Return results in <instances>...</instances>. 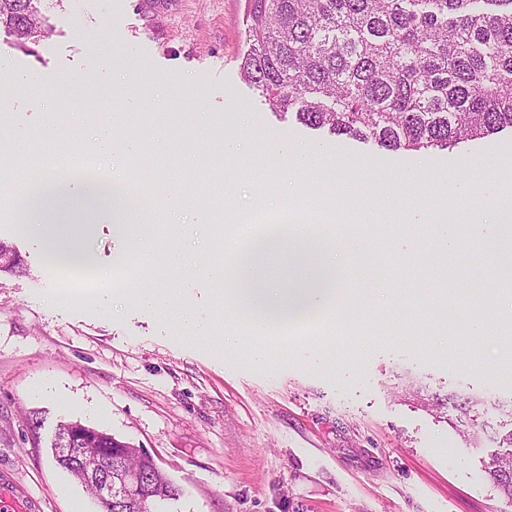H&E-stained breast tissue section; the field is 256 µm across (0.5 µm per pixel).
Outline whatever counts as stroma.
Segmentation results:
<instances>
[{
  "label": "stroma",
  "instance_id": "obj_1",
  "mask_svg": "<svg viewBox=\"0 0 512 512\" xmlns=\"http://www.w3.org/2000/svg\"><path fill=\"white\" fill-rule=\"evenodd\" d=\"M156 2L38 0L49 37L23 47L0 29V135L29 154L88 153L101 114L119 108L129 180L182 256L144 273L129 234L96 215L85 238L95 266L134 268L142 287L180 301L157 311L117 289L66 287L11 210L12 163L0 162V241L25 265L0 273V480L39 512L78 500L101 512L54 460L59 424L78 421L152 454L181 490L162 512H512L486 474L512 449V336L498 327L497 289L512 241L496 222L512 204V131L387 152L306 128L240 77L248 0ZM287 192L334 209L341 237L368 241L382 284L363 299L364 270L350 266L356 316L333 325L327 357L310 356L316 327L291 328L271 341L270 370L225 354L208 270L225 253L216 226L241 208L276 209ZM475 263L477 303L446 304ZM43 382L51 393H35Z\"/></svg>",
  "mask_w": 512,
  "mask_h": 512
}]
</instances>
